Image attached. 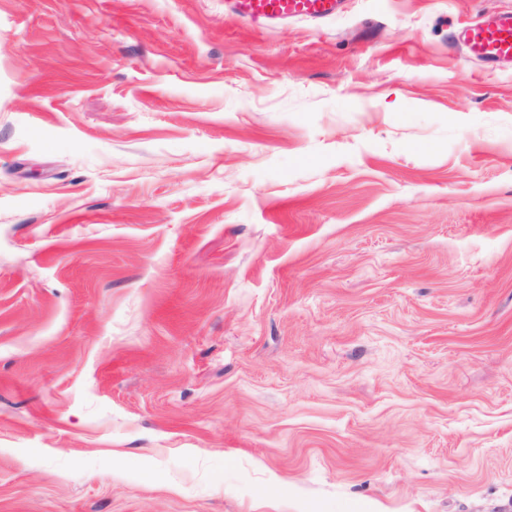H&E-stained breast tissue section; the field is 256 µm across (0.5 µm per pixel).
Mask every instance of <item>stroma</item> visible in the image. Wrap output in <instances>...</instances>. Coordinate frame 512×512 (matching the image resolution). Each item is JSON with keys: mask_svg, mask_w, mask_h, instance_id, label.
Wrapping results in <instances>:
<instances>
[{"mask_svg": "<svg viewBox=\"0 0 512 512\" xmlns=\"http://www.w3.org/2000/svg\"><path fill=\"white\" fill-rule=\"evenodd\" d=\"M512 0H0V512H512ZM344 0H228L229 13L253 26L270 27L288 19L320 21L338 14ZM467 57L494 68L512 66V12L488 14L460 32Z\"/></svg>", "mask_w": 512, "mask_h": 512, "instance_id": "1", "label": "stroma"}]
</instances>
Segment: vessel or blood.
<instances>
[{
    "label": "vessel or blood",
    "instance_id": "b4317fda",
    "mask_svg": "<svg viewBox=\"0 0 512 512\" xmlns=\"http://www.w3.org/2000/svg\"><path fill=\"white\" fill-rule=\"evenodd\" d=\"M344 0H228L232 16L256 27L288 19L320 21L338 14ZM469 59L494 68L512 66V12L486 15L460 32Z\"/></svg>",
    "mask_w": 512,
    "mask_h": 512
}]
</instances>
